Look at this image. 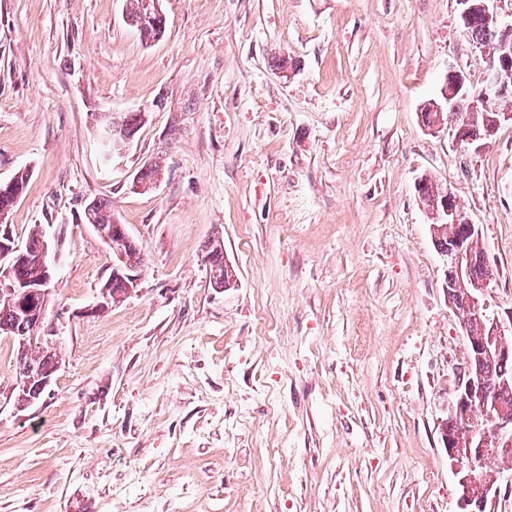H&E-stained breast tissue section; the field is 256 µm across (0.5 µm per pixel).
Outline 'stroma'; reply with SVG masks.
Instances as JSON below:
<instances>
[{"instance_id": "35a3bbf8", "label": "stroma", "mask_w": 512, "mask_h": 512, "mask_svg": "<svg viewBox=\"0 0 512 512\" xmlns=\"http://www.w3.org/2000/svg\"><path fill=\"white\" fill-rule=\"evenodd\" d=\"M160 4L147 43L126 0H0V180L32 172L5 221L63 241L38 330L63 363L43 404L0 405V512H457L467 335L421 176L477 224L512 323V125L465 149L418 120L450 69L485 75L458 0ZM128 112L104 159L99 115ZM94 199L143 258L105 310ZM216 236L235 287L210 282ZM141 120L142 116L140 112L128 113L119 123H113L109 115L99 117L102 137L107 144L112 143V154L123 150L130 140L129 137L118 133L127 131L128 133L135 134L140 126ZM112 124H114L116 131L112 128ZM112 154H108L107 159H110Z\"/></svg>"}]
</instances>
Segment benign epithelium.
<instances>
[{
	"label": "benign epithelium",
	"mask_w": 512,
	"mask_h": 512,
	"mask_svg": "<svg viewBox=\"0 0 512 512\" xmlns=\"http://www.w3.org/2000/svg\"><path fill=\"white\" fill-rule=\"evenodd\" d=\"M503 0H459L461 21L467 23L471 14L479 12L498 36V56L489 65L480 87L468 84L466 75L458 70L448 72V83L441 89V97L427 103L424 112H455L459 100L466 99L469 111L459 115L455 139L458 144L479 147L486 145L496 135L500 126L512 122L511 112H498L486 121L485 134L479 139L470 136L469 128L473 117L484 111L491 99L512 97V10L502 11ZM102 137L112 145V152L123 150L129 137L112 128V118L99 117ZM434 204L441 218L447 224H460L466 234L455 239L445 257L448 258V304L459 312L463 308L471 318L481 322L485 336L480 339L468 338L467 358L460 368L454 399L449 407L453 417L472 424L462 435L458 432L442 433L444 448L456 481L458 512H488V508L500 491V482L488 481L484 477L486 466L500 455L512 453V414L501 410L492 400L486 376L474 369V365L486 360L512 359V341L505 334L500 320L487 312L484 300L490 280H476L470 275L473 254L467 235L477 230V225L466 217L456 199L446 189L434 191ZM8 210H0V295L20 297L27 307L26 318L44 324L49 321V284L62 256V239L57 236L42 240L37 259L43 267L40 280L25 288H18L11 276V268L29 258L21 243L15 241L10 225L1 223ZM99 236L111 247L115 261L112 263V277L125 281L129 291L138 287V268L129 266L122 257L121 243L127 236L124 225L112 226L108 232L94 225ZM55 374L30 371L16 386L25 393L13 399L14 409L25 411L46 401L52 392Z\"/></svg>",
	"instance_id": "1"
}]
</instances>
